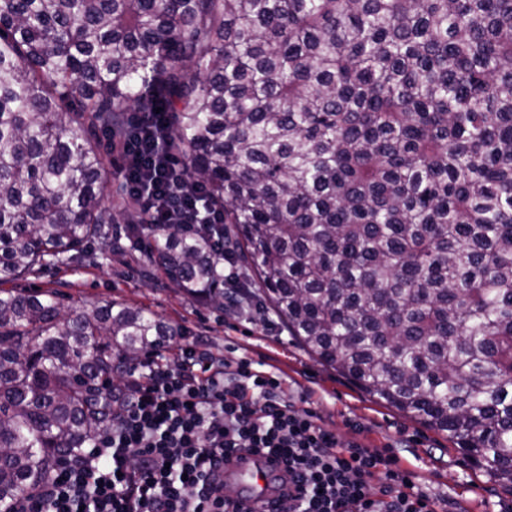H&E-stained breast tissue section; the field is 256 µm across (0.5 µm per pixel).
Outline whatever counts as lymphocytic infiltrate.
I'll return each instance as SVG.
<instances>
[{
  "instance_id": "f902f5d3",
  "label": "lymphocytic infiltrate",
  "mask_w": 512,
  "mask_h": 512,
  "mask_svg": "<svg viewBox=\"0 0 512 512\" xmlns=\"http://www.w3.org/2000/svg\"><path fill=\"white\" fill-rule=\"evenodd\" d=\"M165 177L136 197L150 224H186L196 184L169 156ZM124 403L110 428L19 494L12 512H253L224 497V465L244 453L282 458L279 498L262 512H439L396 456L320 425L287 398L284 378L203 340L175 360L147 357L123 370Z\"/></svg>"
}]
</instances>
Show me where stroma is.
Returning a JSON list of instances; mask_svg holds the SVG:
<instances>
[{"mask_svg": "<svg viewBox=\"0 0 512 512\" xmlns=\"http://www.w3.org/2000/svg\"><path fill=\"white\" fill-rule=\"evenodd\" d=\"M20 291L53 288L68 309L110 301L145 306L177 324L183 335L206 338L215 348L233 343L239 357H266L285 378L290 400L314 405L324 424L342 439L369 448L394 447L403 467L420 487L440 501L445 512H512V488L465 458L446 435L429 429L363 392L335 370L307 354L283 331L276 318L246 319L199 306L164 278L144 279L128 252L113 254L100 267L72 262L15 281Z\"/></svg>", "mask_w": 512, "mask_h": 512, "instance_id": "1", "label": "stroma"}]
</instances>
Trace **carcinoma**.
Instances as JSON below:
<instances>
[{
    "mask_svg": "<svg viewBox=\"0 0 512 512\" xmlns=\"http://www.w3.org/2000/svg\"><path fill=\"white\" fill-rule=\"evenodd\" d=\"M158 106L235 310L512 486V0H0V509L112 424L121 361L182 333L5 287L109 259L97 132ZM127 236L224 310L212 239Z\"/></svg>",
    "mask_w": 512,
    "mask_h": 512,
    "instance_id": "carcinoma-1",
    "label": "carcinoma"
}]
</instances>
